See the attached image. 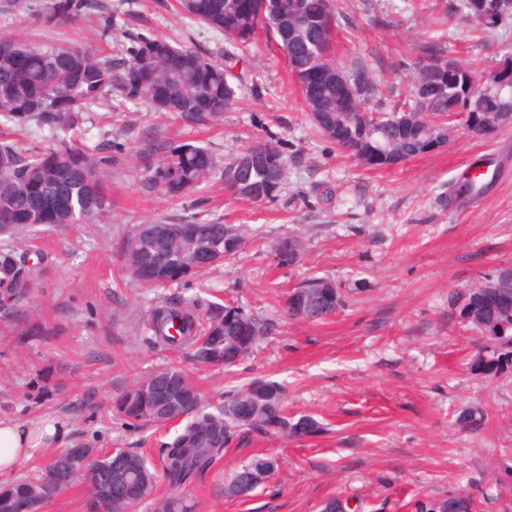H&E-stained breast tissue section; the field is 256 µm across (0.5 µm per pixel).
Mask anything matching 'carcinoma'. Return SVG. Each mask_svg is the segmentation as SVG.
<instances>
[{
	"label": "carcinoma",
	"instance_id": "1",
	"mask_svg": "<svg viewBox=\"0 0 512 512\" xmlns=\"http://www.w3.org/2000/svg\"><path fill=\"white\" fill-rule=\"evenodd\" d=\"M241 0H179L184 15L224 35L227 47L224 62H213L197 50L177 48L159 36L140 35L129 51V58L116 62L102 59L92 49L80 46L34 44L25 39L0 38V121L23 126L30 121L64 134H74L83 121V112L92 105L118 101L125 105L146 104L186 122H201L220 116L237 97V87L228 73L237 59L234 51L251 42L257 32L272 36L287 61L293 79L308 69L324 70L325 88L310 100L302 97L307 112H321L340 118L355 130L356 143L346 144L355 157L380 144L403 159L422 155L431 135L447 136L441 118L448 114V79L437 93L424 102L417 95V83L433 68L434 61L450 55L446 42L437 37L428 41L412 64V90L398 104L406 112L421 114L412 123L396 111L371 109L367 100L373 89L363 72L344 73L357 88L349 110L336 101V59L334 41L339 19L332 0H259L261 16L239 13ZM473 0H456L452 20L475 32L491 33L499 25H482L473 19ZM95 0H49L42 15L46 24L69 23L89 16ZM196 56L200 65L186 73H174L166 66L175 50ZM476 108L496 113L504 103L493 93L475 100ZM145 181L167 197H182L204 184L215 166L204 147L184 142L178 145L152 144L142 150ZM123 159L120 147L107 142L87 149L61 138L47 150L22 151L10 141L0 142V236L10 244L0 249V318L20 311L36 280L35 266L29 263L24 232L37 226L62 227L93 224L110 206L108 183L112 169ZM288 179L285 159L275 167L253 169L237 182L225 178L227 190L242 199L261 196L272 199ZM241 244L238 228L221 222L182 219L178 224H156L145 237L136 231L122 246L128 271L147 267L159 286L178 283L204 271L198 258L218 247L232 254ZM495 288L476 283L462 292L448 294V313L455 315L454 303L465 298L460 315L466 324L486 339L483 350L471 364L472 372L485 378L512 373V337H501L497 324H512V273H499ZM324 280L312 278L292 291L293 305L286 308L290 319L308 322L322 320L341 304L336 288L324 292ZM150 340L159 346L185 351L201 365L231 367L242 361L263 338L275 330L273 322L246 313L231 303H205L195 298L157 303L148 309ZM27 340L51 335L35 313L18 332ZM181 400L178 413L189 422L166 446L162 457V478L167 494L159 512H195L188 489L210 472L234 437L250 431L263 438L309 437L321 431L310 415L290 417L281 384L254 379L245 389L224 400L215 413L200 411V394L178 366L156 371L125 391L115 400V408L133 424L145 427L168 417V399ZM246 399L256 401L251 419L238 421L234 406ZM484 413L465 410L456 419L463 427L482 424ZM255 456L237 471L226 491L243 496V470L262 461ZM68 453L44 469L35 480L17 478L0 482V512H41L59 490L71 482L67 471ZM111 473L129 480L124 510L135 512L151 497L157 474L147 458L135 451L118 448L104 452L87 468L88 512H114L110 493L101 475ZM414 512H476L470 496L450 494L445 498L419 497Z\"/></svg>",
	"mask_w": 512,
	"mask_h": 512
}]
</instances>
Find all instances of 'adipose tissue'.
Returning a JSON list of instances; mask_svg holds the SVG:
<instances>
[{"label": "adipose tissue", "instance_id": "1", "mask_svg": "<svg viewBox=\"0 0 512 512\" xmlns=\"http://www.w3.org/2000/svg\"><path fill=\"white\" fill-rule=\"evenodd\" d=\"M67 433L65 422L53 416L31 421L0 419V474L12 472L44 448L63 444Z\"/></svg>", "mask_w": 512, "mask_h": 512}]
</instances>
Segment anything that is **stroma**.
<instances>
[{
	"mask_svg": "<svg viewBox=\"0 0 512 512\" xmlns=\"http://www.w3.org/2000/svg\"><path fill=\"white\" fill-rule=\"evenodd\" d=\"M47 0H0V37L83 43L98 55H124L133 35L164 36L224 59V38L186 18L177 0H97L90 19L50 27ZM454 0H335L340 14L336 59L370 76V105L392 108L409 90L411 60L447 33L454 54L482 71L487 52L512 49V19L479 36L468 27H433ZM112 30L100 35L102 18ZM237 101L221 118L172 120L145 105L85 112L84 146L122 144L112 176V209L94 224L40 226L38 285L28 306L56 335L20 343L18 321L0 319V417L51 414L65 420L69 448H129L159 462L181 422L126 424L115 399L154 371L176 365L206 405L262 378L286 387L288 410L320 422L301 439L246 437L225 448L190 490L196 512H318L330 497L362 512H411L417 497L468 492L477 512H512V374L482 379L470 364L483 343L449 319L448 294L483 276L512 271V125L486 138L455 129L445 146L391 169L373 170L339 151L313 126L278 49L257 33L239 47ZM272 140L288 180L262 203L234 197L224 168L254 138ZM193 141L215 158L208 184L183 199L145 185L140 150L147 141ZM489 157L502 168L480 200L455 210L448 195L467 165ZM239 226L242 243L223 264L168 287L130 277L121 247L136 225L184 218ZM302 240L299 262L275 266L283 238ZM311 276L337 289L343 305L324 321L282 319L292 288ZM201 297L235 301L277 329L232 368L195 365L185 354L147 342L142 319L158 301ZM485 423L460 428L467 408ZM257 452L276 459L269 481L246 497L225 494L234 471Z\"/></svg>",
	"mask_w": 512,
	"mask_h": 512,
	"instance_id": "1",
	"label": "stroma"
}]
</instances>
